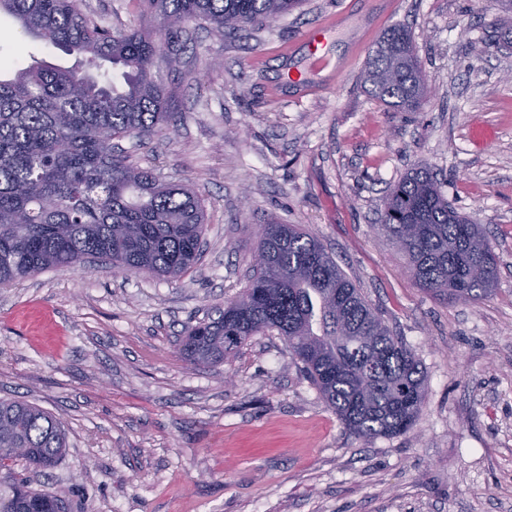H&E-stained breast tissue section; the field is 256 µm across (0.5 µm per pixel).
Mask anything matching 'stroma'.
Masks as SVG:
<instances>
[{
  "mask_svg": "<svg viewBox=\"0 0 512 512\" xmlns=\"http://www.w3.org/2000/svg\"><path fill=\"white\" fill-rule=\"evenodd\" d=\"M115 30L138 0H83ZM303 0L234 37L194 26L178 71L174 128L115 148L163 180L192 185L208 227L200 262L166 280L108 265L50 269L0 286V398L29 401L66 431L52 469L14 476L70 512H512V48L481 0ZM328 32L324 70L304 33ZM411 30L428 88L413 112L363 86L367 53L343 72L360 34ZM0 55L78 66L0 16ZM491 141H473L475 126ZM437 173L461 214L483 224L498 261L492 295L451 301L418 288L380 233L387 186ZM298 224L421 360L427 397L414 427L363 441L274 334L224 362L195 365L179 344L247 284L261 224ZM344 23V17L341 13H336L332 15L326 25L313 27L306 31L303 36V40L305 41L307 50H308V59L312 61L313 64L318 65L322 61L321 50L324 46V40L326 38V34L331 28H339Z\"/></svg>",
  "mask_w": 512,
  "mask_h": 512,
  "instance_id": "35a3bbf8",
  "label": "stroma"
}]
</instances>
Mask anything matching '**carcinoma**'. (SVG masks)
<instances>
[{"mask_svg":"<svg viewBox=\"0 0 512 512\" xmlns=\"http://www.w3.org/2000/svg\"><path fill=\"white\" fill-rule=\"evenodd\" d=\"M82 0H0L25 36L90 67L108 63L123 82L107 85L78 68L48 64L0 79V284L103 258L125 273L178 278L201 259L205 203L187 185L164 183L112 150L168 125L178 88L153 74L156 58L177 70L187 26L220 34L271 23L300 0H141V21L114 32L86 15ZM494 33L512 38V0H497ZM365 82L393 108L415 109L426 79L411 32L387 30L369 55ZM54 204L48 206L45 201ZM379 228L415 284L452 301L488 296L498 263L482 226L448 205L433 173L414 168L388 190ZM265 256L219 317L189 328L181 354L224 361L259 334L283 338L323 401L354 436L409 431L427 395L412 349L395 336L319 240L296 224L263 225ZM66 450L61 424L24 401L0 399V471L21 459L34 469ZM0 512H68L64 500L13 479Z\"/></svg>","mask_w":512,"mask_h":512,"instance_id":"1","label":"carcinoma"}]
</instances>
